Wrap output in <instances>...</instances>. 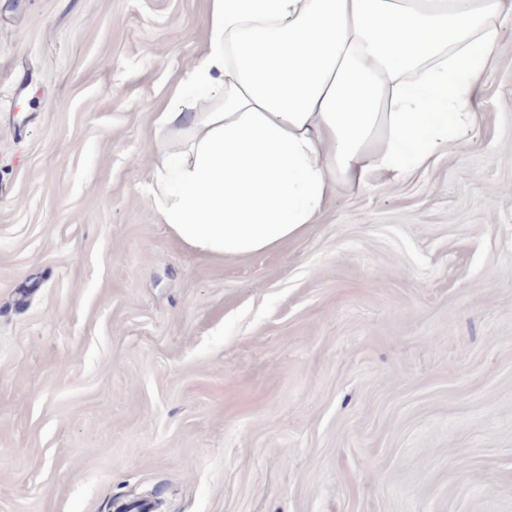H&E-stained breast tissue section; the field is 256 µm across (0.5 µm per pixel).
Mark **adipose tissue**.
I'll list each match as a JSON object with an SVG mask.
<instances>
[{"instance_id": "obj_1", "label": "adipose tissue", "mask_w": 512, "mask_h": 512, "mask_svg": "<svg viewBox=\"0 0 512 512\" xmlns=\"http://www.w3.org/2000/svg\"><path fill=\"white\" fill-rule=\"evenodd\" d=\"M512 0H210L206 50L162 111L185 136L149 194L189 251L242 257L317 223L337 185L403 182L461 142Z\"/></svg>"}]
</instances>
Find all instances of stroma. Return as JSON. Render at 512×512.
Here are the masks:
<instances>
[{
  "label": "stroma",
  "mask_w": 512,
  "mask_h": 512,
  "mask_svg": "<svg viewBox=\"0 0 512 512\" xmlns=\"http://www.w3.org/2000/svg\"><path fill=\"white\" fill-rule=\"evenodd\" d=\"M209 0H0V512H512V25L463 144L302 237L148 194Z\"/></svg>",
  "instance_id": "35a3bbf8"
}]
</instances>
